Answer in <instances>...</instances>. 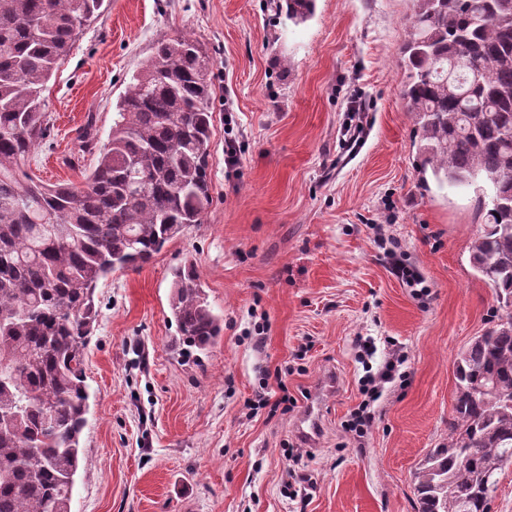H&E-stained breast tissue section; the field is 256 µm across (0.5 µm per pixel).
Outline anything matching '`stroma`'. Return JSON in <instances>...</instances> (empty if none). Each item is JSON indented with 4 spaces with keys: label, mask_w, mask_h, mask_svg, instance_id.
<instances>
[{
    "label": "stroma",
    "mask_w": 512,
    "mask_h": 512,
    "mask_svg": "<svg viewBox=\"0 0 512 512\" xmlns=\"http://www.w3.org/2000/svg\"><path fill=\"white\" fill-rule=\"evenodd\" d=\"M413 11L414 0H315L296 24L267 0H105L61 62L44 92L51 136L29 168L78 185L95 158L76 156L74 131L96 117L106 142L158 41L190 35L215 61L202 223L95 291L71 512H417L414 471L448 439L455 357L498 304L469 261L482 229L474 189L423 179L402 97ZM355 98L366 111L351 148ZM228 138L241 144L234 167ZM397 259L420 284L395 272ZM189 263L224 330L187 355L173 343L169 298L174 270ZM395 349L408 379L385 385L354 440L345 426L359 381ZM331 371L339 387L309 448L294 423ZM262 388L293 406L249 414Z\"/></svg>",
    "instance_id": "obj_1"
}]
</instances>
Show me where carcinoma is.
Here are the masks:
<instances>
[{"instance_id": "cac0c4a2", "label": "carcinoma", "mask_w": 512, "mask_h": 512, "mask_svg": "<svg viewBox=\"0 0 512 512\" xmlns=\"http://www.w3.org/2000/svg\"><path fill=\"white\" fill-rule=\"evenodd\" d=\"M402 91L424 165L472 187L483 231L469 246L501 315L456 356L448 444L414 473L418 512H486L484 485L512 458V0H415ZM304 21L315 0H271ZM104 0H0V512H70L90 393L84 350L94 292L150 262L210 206L214 60L164 39L117 103L85 182L47 185L26 162L49 137L43 92ZM179 336L203 350L223 330L191 267L169 300Z\"/></svg>"}]
</instances>
